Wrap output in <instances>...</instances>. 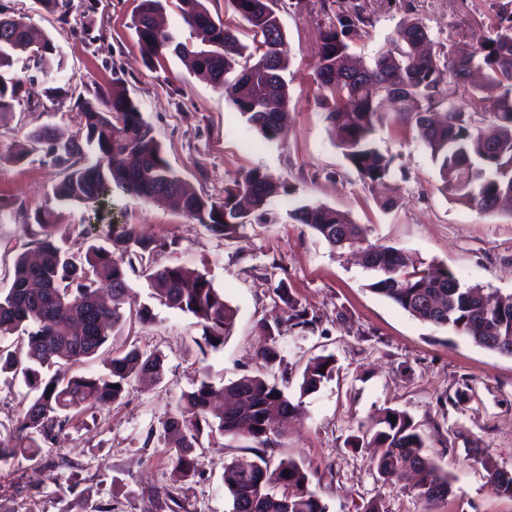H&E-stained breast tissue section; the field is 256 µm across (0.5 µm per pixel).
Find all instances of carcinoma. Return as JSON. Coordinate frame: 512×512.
Wrapping results in <instances>:
<instances>
[{
	"label": "carcinoma",
	"instance_id": "cac0c4a2",
	"mask_svg": "<svg viewBox=\"0 0 512 512\" xmlns=\"http://www.w3.org/2000/svg\"><path fill=\"white\" fill-rule=\"evenodd\" d=\"M37 2L69 23L72 0ZM208 2L139 0L132 28L147 63L168 55L190 61L193 74L224 94L251 129L269 141L278 139L289 96L283 77L288 68L285 35L275 0H228L252 33L251 47L222 19L213 18ZM174 3L189 31L182 40L165 28L148 27L153 16ZM369 25L358 7L336 15L321 31L316 78L318 104L337 127L339 146L360 179L383 185L392 176V158L374 144L376 129L414 123L438 167L444 194L484 213L511 200L512 0H493L485 31L465 55L451 47L435 50L427 28L414 19L397 30L391 47L372 64L357 63L350 43ZM20 61L45 72L62 65L50 38L40 44L29 40L25 16L0 12V121L21 99L33 103L24 78L14 72ZM449 80L473 99L474 107L467 113L454 105L437 124L431 115L442 108L441 86ZM389 96L405 104L387 112L382 101ZM73 107L82 117L76 137L60 142L49 127L38 126L27 134L28 146L15 154L21 159L41 150L49 156L63 173L55 189L61 200L92 201L99 212L110 215L114 188L147 201L170 198L183 213L229 241L253 220H272V200L287 193L283 183L255 169L241 174L218 203L189 189L171 169L139 105L119 88L110 93L99 89L92 99L79 96ZM288 216L334 249L344 241L362 250L365 268L376 275L370 288L413 318L512 356V297L485 295L479 286L462 285L446 265L421 269L400 249L366 243L362 227L339 210L303 204ZM36 223L39 230L28 233L16 256L10 288L0 295V342L18 335L16 343L0 345V366L21 376L31 392L11 436L10 452L28 455L36 454L74 415L121 399L135 379L162 376V357L139 348L111 351L102 375L43 374L60 360L75 365L99 355L125 323L122 306L136 304L131 277L144 278L160 304L192 315L207 347L224 345L237 317V309L208 274L182 265H154V256L170 246L165 240H146L129 228L115 235L109 248L89 244L70 251L52 239L55 225L48 215L38 216ZM114 248L126 255L125 265L113 261ZM102 283L110 289L105 306L97 302ZM272 292L288 306V318L260 323L261 333L270 339L259 352L267 368L281 361L277 341L284 332L312 331L317 322L291 294L286 280H279ZM334 372L333 356L311 359L302 373L300 397L317 392ZM301 411V400L292 402L264 375H244L220 387L203 377L180 396L163 422L164 432L174 438L168 448L173 471L180 478L196 474L194 451L205 435L246 438L254 444L251 470H243L238 458L224 470L232 512H328L310 489L306 469L294 460L276 462L272 457L282 435L279 419ZM366 440L384 449L376 463L381 477L392 479L408 466L421 499L430 504L448 496V475L428 454L420 425L407 412L385 408L372 428L351 437L347 445L357 449ZM482 463L496 493L512 497V476L504 477L485 459Z\"/></svg>",
	"mask_w": 512,
	"mask_h": 512
}]
</instances>
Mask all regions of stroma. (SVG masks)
Listing matches in <instances>:
<instances>
[{
  "label": "stroma",
  "instance_id": "1",
  "mask_svg": "<svg viewBox=\"0 0 512 512\" xmlns=\"http://www.w3.org/2000/svg\"><path fill=\"white\" fill-rule=\"evenodd\" d=\"M352 0H278L290 63L283 77L290 102L278 140L261 138L223 96L167 56L147 67L130 27L139 0H96V10L71 13L60 23L36 0H0L9 14H25L36 32L51 36L63 60L60 73L25 72L34 91L61 86L66 99H39L37 111L17 106L0 121V289L8 288L15 248L26 242L35 215L50 210L56 239L84 225L90 240L108 245L113 224L168 241L160 265L182 264L207 273L238 310L235 328L219 349H199L191 315L160 305L144 279L132 278L138 304L155 320L126 325L112 345L151 350L163 359L161 379L133 383L104 410L79 414L36 456L0 454V512H231L224 468L247 456L249 440L214 435L204 443L196 476H174L161 423L179 396L201 377L218 386L262 373L258 357L268 340L261 320L287 318L261 277L277 264L292 294L318 319L315 330L279 339L283 387L303 411L292 416L273 451L307 469L311 489L329 512H512L498 495L475 450L512 471V357L473 345L466 337L411 317L371 290L375 274L287 215L294 205L317 203L347 213L371 244L445 264L461 283L512 294V211L483 213L439 190L438 169L415 125H392L374 135L393 159L398 206L384 209L380 190L368 187L338 147L318 105L315 81L321 30ZM370 15L351 52L365 63L389 47L400 23L416 18L436 45L467 51L483 31L486 0H359ZM119 86L137 102L172 169L195 192L220 202L241 173L257 169L286 183L291 195L275 202L276 220L252 223L227 241L167 203L121 192L112 197V224L98 223L94 203L55 198L59 168L38 151L13 153L26 134L49 124L76 136L80 116L70 98ZM331 355L336 371L320 389L300 396L308 361ZM28 391L22 378L0 373V438H7ZM409 413L426 436L427 451L446 473L451 491L426 509L411 480L382 479L376 448L350 449L346 441L371 427L383 408Z\"/></svg>",
  "mask_w": 512,
  "mask_h": 512
}]
</instances>
